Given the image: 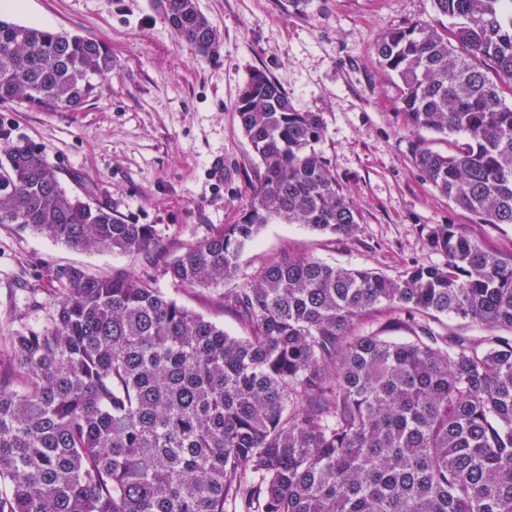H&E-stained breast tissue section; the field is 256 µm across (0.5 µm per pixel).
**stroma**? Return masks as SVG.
<instances>
[{"label": "stroma", "mask_w": 512, "mask_h": 512, "mask_svg": "<svg viewBox=\"0 0 512 512\" xmlns=\"http://www.w3.org/2000/svg\"><path fill=\"white\" fill-rule=\"evenodd\" d=\"M219 30L218 55L199 58L173 33L155 0H23L0 17L66 31L111 51L110 78L76 112L0 106V140L37 144L71 194L128 222L152 224L169 257L237 223L260 171L234 112L258 69L269 72L296 110L322 113L317 149L352 201L359 229L349 237L299 224L266 225L240 258L241 279L285 252L397 277L412 262L442 263L427 243L437 224H457L484 249L512 254V224H483L419 176L414 145L445 152L427 131H407L397 79L373 47L389 29L433 18L431 0H198ZM81 266L109 276L142 273L139 260L70 249L0 224V322L24 311L22 285L46 269ZM158 284L181 305L236 335L221 305L223 286L187 290Z\"/></svg>", "instance_id": "35a3bbf8"}]
</instances>
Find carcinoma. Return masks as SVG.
Here are the masks:
<instances>
[{"mask_svg": "<svg viewBox=\"0 0 512 512\" xmlns=\"http://www.w3.org/2000/svg\"><path fill=\"white\" fill-rule=\"evenodd\" d=\"M376 43L404 121L459 140L419 146V176L483 224H512V0H431ZM196 56L220 48L197 0H159ZM99 42L0 19V105L76 112L112 74ZM493 70L498 81L489 80ZM262 168L236 224L168 258L155 227L67 193L37 146L0 145V224L73 249L118 252L184 289L239 277L274 222L332 235L357 213L299 112L265 71L235 108ZM440 264L396 278L285 253L222 294L242 334L180 305L149 274L79 266L27 288L32 323H0V512H512V256L454 224L428 230ZM408 313L406 341L357 335ZM481 325L473 342L418 315ZM406 314L403 311L387 312L382 307L357 320L354 325L356 333L380 332L381 336L396 340H409L412 336L406 330H384V326L390 321L405 320Z\"/></svg>", "mask_w": 512, "mask_h": 512, "instance_id": "obj_1", "label": "carcinoma"}]
</instances>
